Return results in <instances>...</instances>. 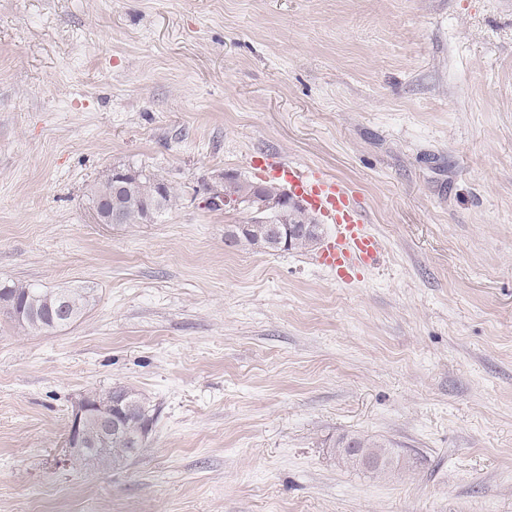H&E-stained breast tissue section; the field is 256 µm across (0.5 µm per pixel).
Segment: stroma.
Here are the masks:
<instances>
[{
    "instance_id": "1",
    "label": "stroma",
    "mask_w": 512,
    "mask_h": 512,
    "mask_svg": "<svg viewBox=\"0 0 512 512\" xmlns=\"http://www.w3.org/2000/svg\"><path fill=\"white\" fill-rule=\"evenodd\" d=\"M262 155L357 194L380 264L226 245L206 189ZM116 167L178 205L97 223ZM8 282L90 307L0 315V512H512V0H0ZM119 386L146 447L84 465L72 407ZM1 289L0 300L8 296L14 297L18 303V311L21 312L23 308L27 311V317H17L11 311L1 310V306L0 312L23 329L30 331L56 329L49 320L60 313L67 314L72 318V323H75L84 316L89 306V296L79 291H69L64 297L59 298L58 293L53 290L30 284L12 282ZM334 448L338 459L342 463L349 465L361 463L359 460L357 461L353 458V455L360 451L361 456L371 461L370 464H363V466L377 475L386 474L390 471V466L393 465L394 458H398L390 442L367 436L340 435L336 439Z\"/></svg>"
}]
</instances>
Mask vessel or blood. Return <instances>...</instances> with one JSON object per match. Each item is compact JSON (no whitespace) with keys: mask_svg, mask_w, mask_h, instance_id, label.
<instances>
[{"mask_svg":"<svg viewBox=\"0 0 512 512\" xmlns=\"http://www.w3.org/2000/svg\"><path fill=\"white\" fill-rule=\"evenodd\" d=\"M272 176L282 181L291 195L298 197L335 227V236L318 255L320 265L350 278L361 268L378 264L382 245L368 229L361 202L347 187L322 171L294 162L264 160Z\"/></svg>","mask_w":512,"mask_h":512,"instance_id":"b4317fda","label":"vessel or blood"}]
</instances>
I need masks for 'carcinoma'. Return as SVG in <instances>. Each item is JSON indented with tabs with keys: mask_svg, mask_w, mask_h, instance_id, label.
I'll list each match as a JSON object with an SVG mask.
<instances>
[{
	"mask_svg": "<svg viewBox=\"0 0 512 512\" xmlns=\"http://www.w3.org/2000/svg\"><path fill=\"white\" fill-rule=\"evenodd\" d=\"M112 195L117 196L120 202L125 224H145L147 212H152L153 217L156 218L162 212L174 207L178 199L177 194L162 175L132 169L127 170V175L119 186L106 179L93 187L89 201L94 203L99 198ZM271 221L281 233L290 226L295 229L301 228L303 224L313 222V218L307 212L284 208L272 215ZM8 296L17 300L18 308L27 311V317H17L8 310L0 313L23 329L30 331L52 329L50 320L62 313L71 317L72 322L75 323L84 316L89 306V296L79 291H71L60 298L53 290L15 282L0 289V299ZM119 393L135 406L136 418L126 420V425L122 426L119 432L112 434V439L107 442L99 438L96 421L87 420L83 426L86 448L78 454V458L88 466L110 464L117 467L126 464L133 458L131 451L137 445L140 421L153 417L152 406L146 397L124 387L119 389ZM358 451L370 460L366 468L377 475L390 471V466L396 458V452L391 443L384 440L346 434L336 439L335 453L342 463L357 464L353 455Z\"/></svg>",
	"mask_w": 512,
	"mask_h": 512,
	"instance_id": "1",
	"label": "carcinoma"
}]
</instances>
